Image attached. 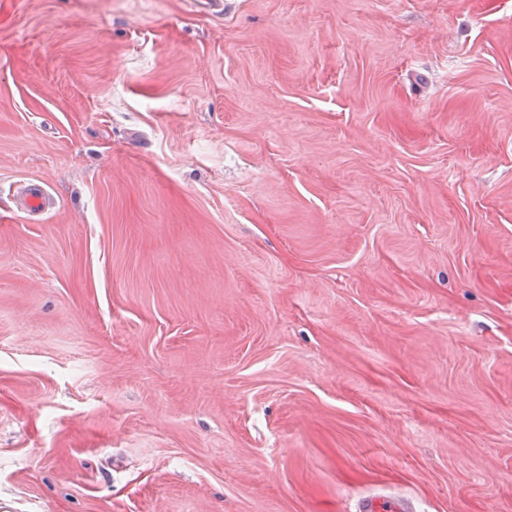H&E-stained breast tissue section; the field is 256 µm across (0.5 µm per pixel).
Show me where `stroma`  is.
Wrapping results in <instances>:
<instances>
[{
	"instance_id": "obj_1",
	"label": "stroma",
	"mask_w": 512,
	"mask_h": 512,
	"mask_svg": "<svg viewBox=\"0 0 512 512\" xmlns=\"http://www.w3.org/2000/svg\"><path fill=\"white\" fill-rule=\"evenodd\" d=\"M369 495L512 512V0H0V512ZM16 196V209L28 217L35 213L44 214L56 206L55 199L40 181L26 182L18 189Z\"/></svg>"
}]
</instances>
